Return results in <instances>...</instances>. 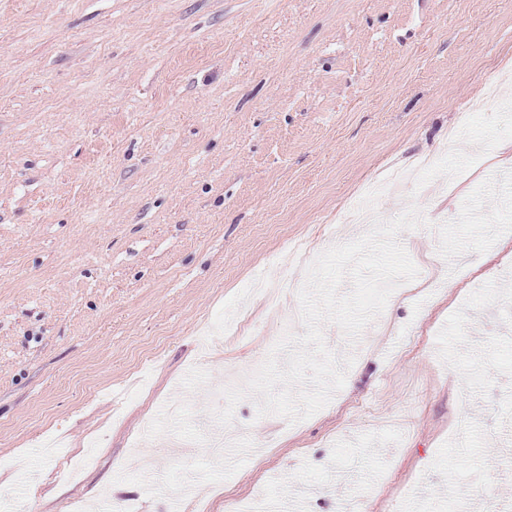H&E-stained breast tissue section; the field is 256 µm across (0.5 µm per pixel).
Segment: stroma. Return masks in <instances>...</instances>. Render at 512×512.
<instances>
[{
    "mask_svg": "<svg viewBox=\"0 0 512 512\" xmlns=\"http://www.w3.org/2000/svg\"><path fill=\"white\" fill-rule=\"evenodd\" d=\"M512 83L505 0H0V490L5 512H225L268 489L305 512H512V152L455 188L380 196L411 291L348 345L310 418L240 402L222 469L182 431L257 369L298 309L249 280L363 224L365 184L436 154L485 74Z\"/></svg>",
    "mask_w": 512,
    "mask_h": 512,
    "instance_id": "stroma-1",
    "label": "stroma"
}]
</instances>
